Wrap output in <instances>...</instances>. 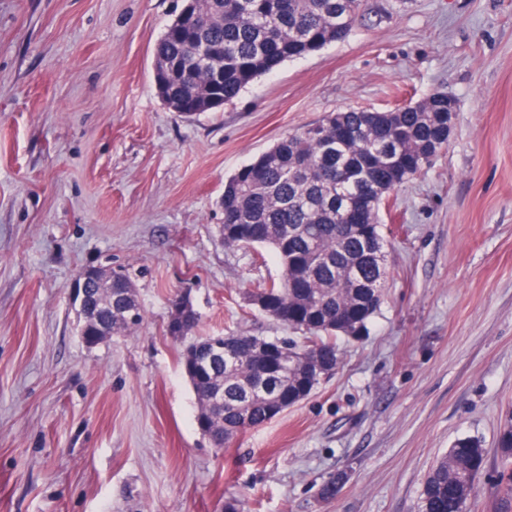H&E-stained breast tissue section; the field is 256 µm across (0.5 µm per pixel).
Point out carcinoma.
Here are the masks:
<instances>
[{
	"label": "carcinoma",
	"instance_id": "carcinoma-1",
	"mask_svg": "<svg viewBox=\"0 0 512 512\" xmlns=\"http://www.w3.org/2000/svg\"><path fill=\"white\" fill-rule=\"evenodd\" d=\"M364 6L365 0H183L155 44L153 79L179 96L181 115L213 111L258 76L344 40ZM447 146L448 95L434 94L388 111L331 112L279 138L226 180L224 247L268 248L281 267L279 280L250 301L265 303L264 315L303 334L301 342L272 341L338 366L337 340L362 336L382 303L386 239L379 212ZM352 204L363 207L365 222L339 223ZM143 318L132 293L126 304L115 298L103 304L84 333L94 340L105 324L114 336L130 335ZM181 321V335H193L197 310L182 312ZM259 339L239 335L235 358L207 365L190 382L198 418L207 412L208 393L224 392V412L207 431L216 448L270 421L269 396L257 389L260 370L273 376V394L284 403L319 385L300 367L284 377L256 359L248 344ZM498 448L494 512H512V424L500 433ZM486 466L479 440H455L429 470L419 512H471Z\"/></svg>",
	"mask_w": 512,
	"mask_h": 512
}]
</instances>
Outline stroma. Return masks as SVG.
<instances>
[{
  "label": "stroma",
  "instance_id": "stroma-1",
  "mask_svg": "<svg viewBox=\"0 0 512 512\" xmlns=\"http://www.w3.org/2000/svg\"><path fill=\"white\" fill-rule=\"evenodd\" d=\"M182 0H0V512H417L459 438L512 417V0H367L349 36L183 118L153 80ZM456 101L448 147L396 194L384 300L305 400L213 447L169 335L286 337L247 295L279 279L226 249L224 180L348 109ZM131 278L133 334L87 347L70 286ZM344 482L323 495L335 475Z\"/></svg>",
  "mask_w": 512,
  "mask_h": 512
}]
</instances>
